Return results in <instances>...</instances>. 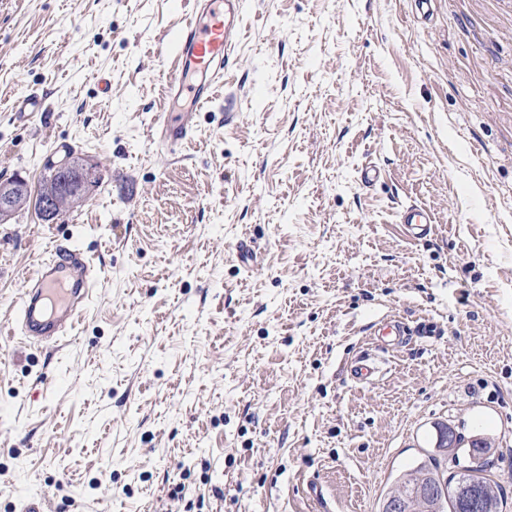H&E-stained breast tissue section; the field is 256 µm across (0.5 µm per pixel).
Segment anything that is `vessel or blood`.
Here are the masks:
<instances>
[{"instance_id":"vessel-or-blood-1","label":"vessel or blood","mask_w":512,"mask_h":512,"mask_svg":"<svg viewBox=\"0 0 512 512\" xmlns=\"http://www.w3.org/2000/svg\"><path fill=\"white\" fill-rule=\"evenodd\" d=\"M241 10L242 0H195L192 19L175 33V68L167 83L166 97L169 106L179 108L180 116L175 119L163 115L157 124L167 145L177 148L188 142L195 129L194 112L213 103L214 85L237 43ZM198 73L204 74V81L190 83V75ZM44 109L43 97L34 90L24 91L13 105L22 119ZM399 221L417 236L431 230L430 214L414 205L401 211ZM97 282L84 253L74 243H55L17 297L9 334L37 345L57 343L81 318Z\"/></svg>"}]
</instances>
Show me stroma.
Listing matches in <instances>:
<instances>
[{"label": "stroma", "mask_w": 512, "mask_h": 512, "mask_svg": "<svg viewBox=\"0 0 512 512\" xmlns=\"http://www.w3.org/2000/svg\"><path fill=\"white\" fill-rule=\"evenodd\" d=\"M190 17L0 0V181L98 170L65 222L0 223V325L55 241L99 274L56 349L0 344V512H383L442 425L487 440L512 512V0H243L172 155L153 132ZM30 86L47 110L20 122ZM400 224H405L409 231L414 235L423 236L430 232L432 218L430 214L422 208L414 205L405 207L400 212Z\"/></svg>", "instance_id": "stroma-1"}]
</instances>
